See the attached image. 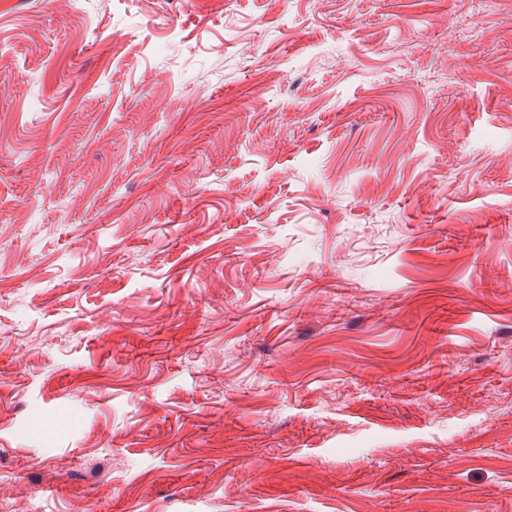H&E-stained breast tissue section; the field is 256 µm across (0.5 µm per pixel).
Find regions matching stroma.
I'll return each mask as SVG.
<instances>
[{
	"label": "stroma",
	"instance_id": "obj_1",
	"mask_svg": "<svg viewBox=\"0 0 512 512\" xmlns=\"http://www.w3.org/2000/svg\"><path fill=\"white\" fill-rule=\"evenodd\" d=\"M0 512H512V0H0Z\"/></svg>",
	"mask_w": 512,
	"mask_h": 512
}]
</instances>
